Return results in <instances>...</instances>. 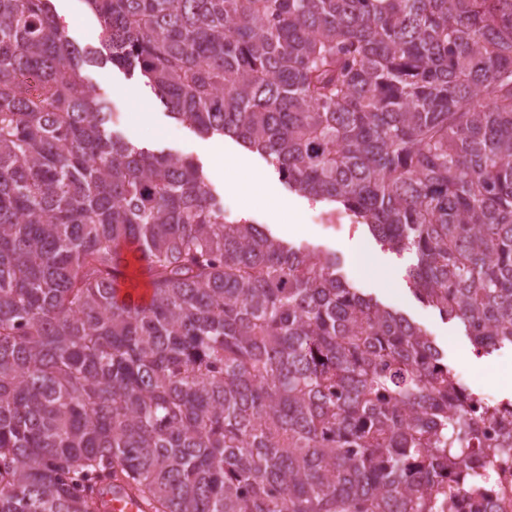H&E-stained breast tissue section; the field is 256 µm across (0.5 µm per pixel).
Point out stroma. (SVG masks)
I'll use <instances>...</instances> for the list:
<instances>
[{
	"label": "stroma",
	"mask_w": 512,
	"mask_h": 512,
	"mask_svg": "<svg viewBox=\"0 0 512 512\" xmlns=\"http://www.w3.org/2000/svg\"><path fill=\"white\" fill-rule=\"evenodd\" d=\"M54 7L68 39L75 46L104 49L100 23L85 0H54ZM88 79L97 93L112 102V110L117 117L112 127L114 135L141 147L192 158L207 167L209 160L205 147L209 142L208 137L170 118L167 109L143 80L109 67L92 69ZM144 107L152 112L153 124L141 123L139 112ZM249 158L255 168L276 185L289 206L275 217L259 200L255 202L252 212L242 213L235 197L224 188L225 181L235 176L233 166L228 165L223 174L212 171L207 174L211 188L224 206L227 221L244 219L269 229L275 237L288 243L303 244L319 253H336L343 260V278L362 293L397 309L407 319L426 329L444 351L449 368L461 374L465 386L472 391L492 395L499 401L512 399V384H504L499 374L500 369L512 367V348H503L490 356L477 355L458 321L443 319L436 309L419 302L407 284L406 271L414 261L413 254L406 251L398 253L383 247L365 226L354 220H347L343 224L321 222V214L333 211L332 202H316L290 189L264 155L253 152ZM296 212L301 215L305 231L299 236L286 235L283 226ZM363 247L379 256L382 272H367L359 267L356 252Z\"/></svg>",
	"instance_id": "35a3bbf8"
}]
</instances>
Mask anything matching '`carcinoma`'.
<instances>
[{
  "label": "carcinoma",
  "mask_w": 512,
  "mask_h": 512,
  "mask_svg": "<svg viewBox=\"0 0 512 512\" xmlns=\"http://www.w3.org/2000/svg\"><path fill=\"white\" fill-rule=\"evenodd\" d=\"M0 0V512H453L489 488L442 349L340 258L227 222L193 160L112 134L85 74L269 158L415 263L476 353L512 347V0ZM146 277L148 297L122 289ZM54 7L68 39L75 46L105 52L100 23L85 0H54ZM100 508L104 512H150V506L143 502L137 492L122 484L106 487L99 493Z\"/></svg>",
  "instance_id": "1"
}]
</instances>
